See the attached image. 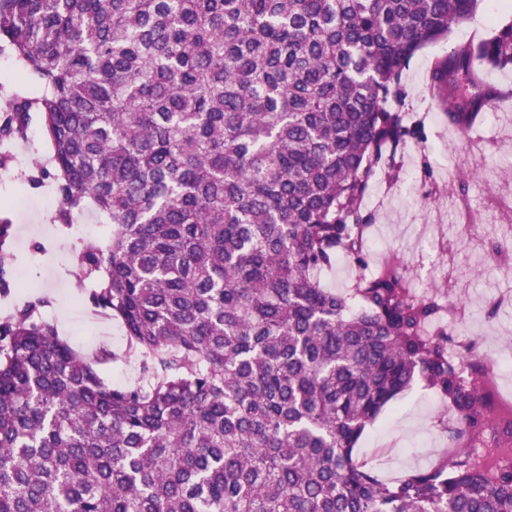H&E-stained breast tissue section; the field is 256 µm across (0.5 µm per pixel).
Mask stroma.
Masks as SVG:
<instances>
[{"instance_id":"obj_1","label":"stroma","mask_w":512,"mask_h":512,"mask_svg":"<svg viewBox=\"0 0 512 512\" xmlns=\"http://www.w3.org/2000/svg\"><path fill=\"white\" fill-rule=\"evenodd\" d=\"M512 20V0H482L474 21L451 29L447 38L420 48L403 76L407 102L422 120L425 147L408 145L401 155L397 181L376 176L364 207L374 213L370 252H401L408 261L416 290L426 291L451 282V301L466 317L453 321L448 334L473 338L491 361L502 362L491 388L512 400V278L488 256L491 244H511L512 228L502 223V208L512 203V104H493L476 132L484 142L480 155L469 158L458 149L460 133L450 130L435 108L429 72L451 48L471 40L475 30L492 32ZM14 177L0 179V220L12 227L10 246L17 256L22 290L0 295V318L34 296L49 298L44 317L61 338L87 357L107 351L116 361L99 367L106 382L135 383L140 377L136 355L127 351L118 320L95 314L86 291L62 268L69 259L70 239L60 226L45 224L41 200L53 182H25L35 160L46 158L40 144L15 142L11 147ZM461 167L478 171L466 190L454 181ZM502 299L494 318L484 310L490 300ZM447 419L439 400L421 384H413L393 410L371 427L357 454L363 464L389 480L434 464L448 445Z\"/></svg>"}]
</instances>
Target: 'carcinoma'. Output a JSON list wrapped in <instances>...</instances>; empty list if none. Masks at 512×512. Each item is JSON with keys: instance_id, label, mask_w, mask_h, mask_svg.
I'll use <instances>...</instances> for the list:
<instances>
[{"instance_id": "carcinoma-1", "label": "carcinoma", "mask_w": 512, "mask_h": 512, "mask_svg": "<svg viewBox=\"0 0 512 512\" xmlns=\"http://www.w3.org/2000/svg\"><path fill=\"white\" fill-rule=\"evenodd\" d=\"M481 0H0L90 301L142 378L109 385L28 301L0 319V512H512V413L453 305L401 255L372 274L362 201L418 130L403 72ZM512 22L438 59L461 134L497 99ZM0 224V291L13 285ZM355 274L334 291L337 257ZM455 415L453 453L382 480L356 460L415 380ZM476 67L485 82L495 85L501 91L506 89H511L512 91V70L492 69L482 62H477Z\"/></svg>"}]
</instances>
